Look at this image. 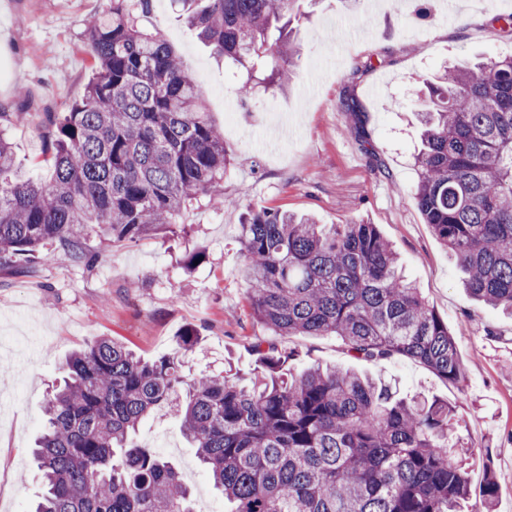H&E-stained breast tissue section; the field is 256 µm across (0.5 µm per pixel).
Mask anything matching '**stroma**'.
I'll return each instance as SVG.
<instances>
[{
  "label": "stroma",
  "mask_w": 512,
  "mask_h": 512,
  "mask_svg": "<svg viewBox=\"0 0 512 512\" xmlns=\"http://www.w3.org/2000/svg\"><path fill=\"white\" fill-rule=\"evenodd\" d=\"M417 4L296 0L289 12L291 80L241 106L237 77L186 25L179 6L153 0L143 28L165 35L186 72L205 75L204 103L231 157L225 201L187 210L185 235L133 246L91 237L96 260L89 268L40 260L26 275L0 271V512H27L37 494L30 449L42 406L65 359L96 338L118 339L153 360L171 353L179 330L194 324L202 336L185 358L186 376L230 365L242 380L251 378L258 366L253 346L270 333L251 315L238 234L245 213L265 208L322 224L376 225L447 321L465 378L449 383L406 357L369 365L333 336H288L279 346L299 352L300 368L352 369L385 380L400 396L452 404L456 435L472 449V486L494 474L495 512H512V317L465 293L413 197L423 81L455 63L512 55V34L497 22L512 14V0H459L452 18L443 0H429L426 21ZM100 8V0H0V110L28 108L8 128L19 179L50 175L44 115L82 97L95 68L82 37ZM349 101L357 111H346ZM197 249L206 257L185 274L181 261ZM137 441L178 467L198 512H224L170 409L144 420Z\"/></svg>",
  "instance_id": "obj_1"
}]
</instances>
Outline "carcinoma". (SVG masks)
<instances>
[{
    "label": "carcinoma",
    "mask_w": 512,
    "mask_h": 512,
    "mask_svg": "<svg viewBox=\"0 0 512 512\" xmlns=\"http://www.w3.org/2000/svg\"><path fill=\"white\" fill-rule=\"evenodd\" d=\"M213 54L239 75V96L285 82L267 53L293 0H175ZM151 0H103L84 45L95 73L82 100L48 113L51 175L20 181L0 112V270L22 274L41 257L93 263L88 239L135 244L186 231L181 212L224 188V133L198 86L159 32L141 29ZM418 112L415 203L456 260L468 294L512 314V56L450 67L427 84ZM242 279L252 315L275 336H338L348 352L383 365L417 360L464 381L446 322L403 273L376 225L317 224L279 210L240 224ZM185 326L173 351L145 360L109 337L74 352L43 408L34 449L44 491L31 512H195L190 491L161 455L134 444L167 405L229 512H458L471 495L448 447L455 407L398 398L354 371L285 374L296 353L255 346L260 370L188 380L200 341ZM489 473L481 508L494 512Z\"/></svg>",
    "instance_id": "1"
}]
</instances>
